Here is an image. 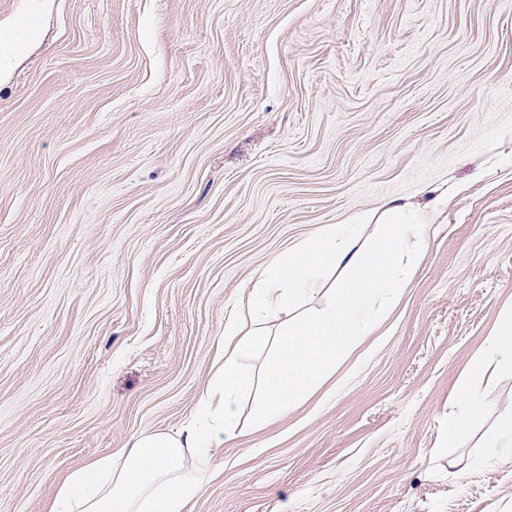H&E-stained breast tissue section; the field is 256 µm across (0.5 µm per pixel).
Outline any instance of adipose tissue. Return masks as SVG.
I'll use <instances>...</instances> for the list:
<instances>
[{"label": "adipose tissue", "instance_id": "obj_1", "mask_svg": "<svg viewBox=\"0 0 512 512\" xmlns=\"http://www.w3.org/2000/svg\"><path fill=\"white\" fill-rule=\"evenodd\" d=\"M382 219L387 230L371 249L355 250L349 227H333L272 259L253 284L239 322L224 331V363L203 400L204 419L177 435H134L129 450L80 466L59 488L62 512H184L200 488L182 474L185 449L209 448L236 435L240 398L254 383L240 360L263 333L258 315L274 310L290 316L263 369L265 401L254 417L261 426L322 380L371 327L373 299L399 288L423 253L425 212L391 203ZM316 268H342L351 277L324 311L291 316L311 294L310 274Z\"/></svg>", "mask_w": 512, "mask_h": 512}]
</instances>
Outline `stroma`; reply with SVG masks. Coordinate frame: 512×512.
<instances>
[{"label":"stroma","instance_id":"stroma-1","mask_svg":"<svg viewBox=\"0 0 512 512\" xmlns=\"http://www.w3.org/2000/svg\"><path fill=\"white\" fill-rule=\"evenodd\" d=\"M1 46L0 512L181 432L268 262L389 202L423 259L187 512H512V0H0ZM496 352L504 359L512 361V310L504 312L496 335Z\"/></svg>","mask_w":512,"mask_h":512}]
</instances>
